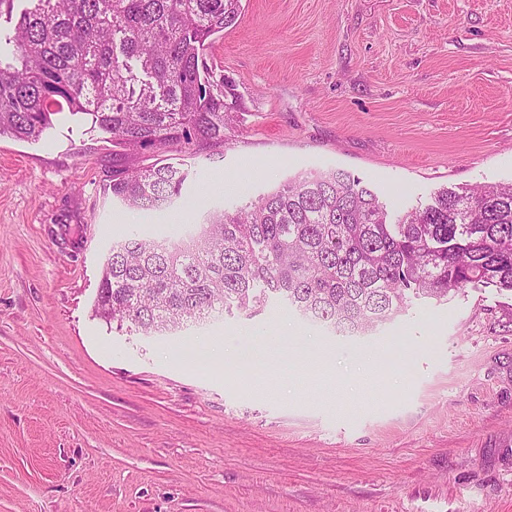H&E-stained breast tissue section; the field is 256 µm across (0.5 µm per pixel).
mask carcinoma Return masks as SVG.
I'll list each match as a JSON object with an SVG mask.
<instances>
[{"mask_svg":"<svg viewBox=\"0 0 512 512\" xmlns=\"http://www.w3.org/2000/svg\"><path fill=\"white\" fill-rule=\"evenodd\" d=\"M28 2L5 36L12 57L0 58V137L37 141L52 115L81 112L131 160L114 171L112 198L143 212L173 204L186 163L136 159L224 149L243 103L208 50L241 0ZM467 285L512 292V183L444 189L393 217L368 185L330 169L210 211L182 237L115 242L94 312L154 336L274 304L364 332Z\"/></svg>","mask_w":512,"mask_h":512,"instance_id":"carcinoma-1","label":"carcinoma"}]
</instances>
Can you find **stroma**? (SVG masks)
Segmentation results:
<instances>
[{"label":"stroma","mask_w":512,"mask_h":512,"mask_svg":"<svg viewBox=\"0 0 512 512\" xmlns=\"http://www.w3.org/2000/svg\"><path fill=\"white\" fill-rule=\"evenodd\" d=\"M208 56L245 110L186 198L136 213L85 115L0 138V512H512V293L416 300L349 335L282 307L155 336L93 308L131 227L161 236L303 171L392 214L512 181V0H242ZM321 349L335 378L247 380ZM371 351L361 365L357 355Z\"/></svg>","instance_id":"stroma-1"}]
</instances>
